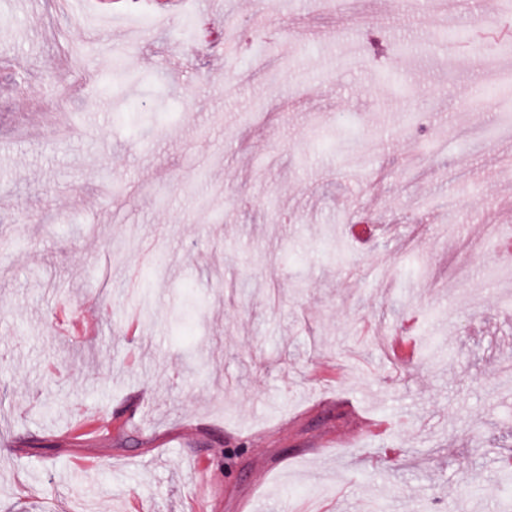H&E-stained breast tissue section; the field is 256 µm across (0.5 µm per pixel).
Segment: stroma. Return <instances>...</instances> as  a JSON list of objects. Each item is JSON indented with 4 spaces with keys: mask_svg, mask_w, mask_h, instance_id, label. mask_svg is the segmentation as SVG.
<instances>
[{
    "mask_svg": "<svg viewBox=\"0 0 512 512\" xmlns=\"http://www.w3.org/2000/svg\"><path fill=\"white\" fill-rule=\"evenodd\" d=\"M217 6L0 0V512H502L512 53L437 40L500 0Z\"/></svg>",
    "mask_w": 512,
    "mask_h": 512,
    "instance_id": "1",
    "label": "stroma"
}]
</instances>
